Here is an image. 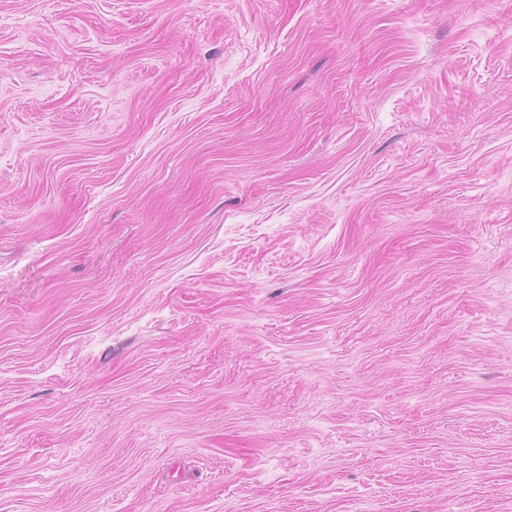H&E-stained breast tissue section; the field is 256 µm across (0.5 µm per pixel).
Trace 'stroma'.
<instances>
[{"label": "stroma", "instance_id": "stroma-1", "mask_svg": "<svg viewBox=\"0 0 512 512\" xmlns=\"http://www.w3.org/2000/svg\"><path fill=\"white\" fill-rule=\"evenodd\" d=\"M0 512H512V0H0Z\"/></svg>", "mask_w": 512, "mask_h": 512}]
</instances>
